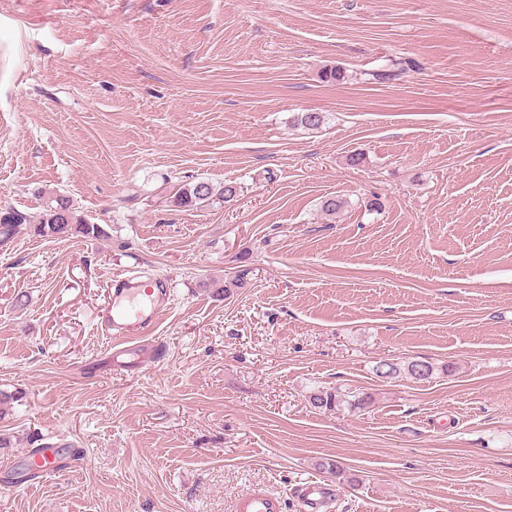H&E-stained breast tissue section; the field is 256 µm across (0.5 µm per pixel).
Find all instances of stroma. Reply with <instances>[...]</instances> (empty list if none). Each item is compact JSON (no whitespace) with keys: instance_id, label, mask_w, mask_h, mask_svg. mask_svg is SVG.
Masks as SVG:
<instances>
[{"instance_id":"35a3bbf8","label":"stroma","mask_w":512,"mask_h":512,"mask_svg":"<svg viewBox=\"0 0 512 512\" xmlns=\"http://www.w3.org/2000/svg\"><path fill=\"white\" fill-rule=\"evenodd\" d=\"M198 180L237 196L174 204ZM54 192L103 235L0 245V512H231L310 479L332 512H512V0H0V209ZM127 270L172 302L114 370ZM406 359L438 371L376 376ZM58 437L83 464L18 480ZM412 361H406L404 363H391L384 361L383 363L380 362V364L376 368L375 374L379 378H386V379H395L401 377L408 378L410 380H413L415 382L417 381H427L433 377L435 374V371H437V367L428 362L423 361L422 365L426 369V375L425 376H418L416 375V372L413 369V362ZM283 498L267 488H248L233 498V510L236 512H283Z\"/></svg>"}]
</instances>
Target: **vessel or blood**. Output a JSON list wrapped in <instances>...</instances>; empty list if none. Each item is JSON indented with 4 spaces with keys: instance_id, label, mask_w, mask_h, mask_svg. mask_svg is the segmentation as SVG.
Masks as SVG:
<instances>
[{
    "instance_id": "vessel-or-blood-1",
    "label": "vessel or blood",
    "mask_w": 512,
    "mask_h": 512,
    "mask_svg": "<svg viewBox=\"0 0 512 512\" xmlns=\"http://www.w3.org/2000/svg\"><path fill=\"white\" fill-rule=\"evenodd\" d=\"M108 288L111 301L99 315L98 326L114 339L110 364L115 367L137 363L142 355L139 339L151 334L167 310L171 290L165 280H145L136 274L115 276ZM82 461V454L77 453L69 463H62L58 449L50 444L41 448L37 456L40 473L44 476L58 474L67 466L77 467ZM334 495V489L328 484L305 482L299 489L295 512H327ZM284 508L283 498L266 488L252 487L233 498L234 512H284Z\"/></svg>"
}]
</instances>
